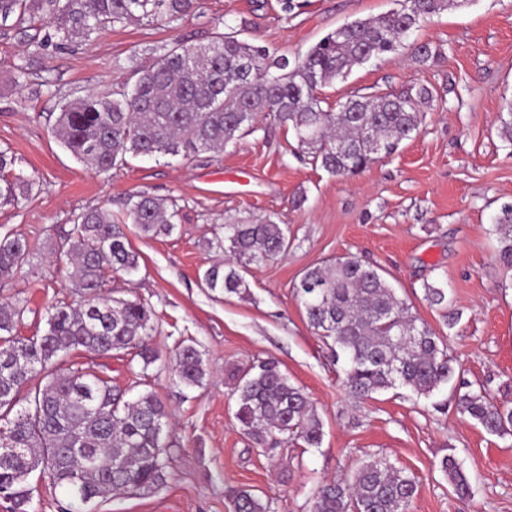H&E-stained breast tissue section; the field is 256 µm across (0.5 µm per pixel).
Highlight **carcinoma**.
Wrapping results in <instances>:
<instances>
[{"mask_svg":"<svg viewBox=\"0 0 512 512\" xmlns=\"http://www.w3.org/2000/svg\"><path fill=\"white\" fill-rule=\"evenodd\" d=\"M397 7L376 17L348 22L305 54L289 59L239 38L219 33L207 44L179 40L133 61L118 90L79 91L64 98L54 135L74 158L105 172L127 157L177 156L199 151L220 153L224 146L256 128L269 115L293 130L298 147L336 177L358 174L399 144L419 133L422 102L434 98L424 84L400 94L357 97L336 110L322 107L318 90L345 77L356 65L382 59L402 46L422 23L471 0H395ZM196 0H0V27H8L25 48L28 74L51 46L116 25H168L188 14ZM34 181L21 174L0 176V206L31 192ZM176 204L134 193L123 202L122 217L107 209L77 214L54 246L72 273L74 300H58L47 310L44 334L27 342L12 332L23 309L0 304V445L23 453L0 459V498L13 512H28L29 475L38 470L63 488L68 512H91L90 504L114 492L158 488L166 482V429L170 412L152 390L133 399L106 378L82 368L57 373L59 356L71 350L99 354L137 350L143 368L160 359L146 344L155 331V313L146 303L104 293L105 273L138 268L125 225L148 238L175 229ZM496 260L512 270V205L492 225ZM288 227L262 221L224 218V237L209 242L224 253L202 282L212 291L239 294L244 269L280 257L288 250ZM30 247L19 234L0 237V280L28 259ZM309 326L331 341L345 364V389L355 401L402 389L429 398L452 379L455 369L441 337L412 312L379 272L358 259L338 257L328 266L305 270L293 286ZM424 298L444 311L448 325L460 319L448 308L444 288L425 285ZM171 372L187 388H201L208 375L200 351L187 344L171 361ZM235 420L243 434L269 459L281 462L292 443L307 448L322 443L323 424L304 390L292 384L277 363L262 361L237 376ZM455 409L487 433L512 435V407L483 387L457 388ZM438 468L460 499L471 485L453 455ZM417 481L387 458L371 455L349 477L324 483L311 512H409ZM233 512H270L250 490L230 491Z\"/></svg>","mask_w":512,"mask_h":512,"instance_id":"cac0c4a2","label":"carcinoma"}]
</instances>
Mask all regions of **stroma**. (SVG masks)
<instances>
[{"mask_svg": "<svg viewBox=\"0 0 512 512\" xmlns=\"http://www.w3.org/2000/svg\"><path fill=\"white\" fill-rule=\"evenodd\" d=\"M295 2L286 14L278 0H199L172 27H109L90 41L48 51L18 91L10 76L25 62L23 48L12 32L0 31V153L14 173L34 181L29 195L0 208V235L20 234L31 246L27 263L0 281V303L24 309L13 334L21 340L43 334L51 303L68 297L71 269L50 244L76 214L119 210L136 192L175 201L172 234L144 238L128 227L139 267L112 275L106 286L154 309L151 343L162 358L194 344L209 376L204 387L188 389L161 361L146 367L128 351L64 359V366L97 372L131 392L155 391L172 412L165 485L105 498L97 512H233L228 492L240 487L268 502L271 512H309L322 483L349 476L375 453L416 478L409 512H512V436L488 434L452 407L437 412L434 402L451 397L449 384L432 401L391 391L352 401L342 364L310 328L292 290L304 270L339 256L382 269L445 340L462 378L512 405V273L495 262L489 235L502 207L512 204V144L499 121L512 99V0L448 9L423 23L398 55L354 67L322 88L332 108L354 95L396 94L419 82L434 92L422 107L420 134L348 178L329 175L298 150L292 132L270 122L220 154L137 158L106 173L75 160L52 132L60 97L119 88L145 48L177 39L205 44L234 28L250 43L292 58L341 25L394 6V0ZM420 43L439 47L441 57L419 64ZM237 214L277 216L290 229V244L278 259L251 266L246 292L227 295L204 288L201 279L217 259L209 240L223 235L226 216ZM427 283L447 289L461 314L455 326L425 301ZM268 358L304 389L323 423L320 447L291 446L279 465L234 418V373ZM448 454L470 482L468 502L457 499L436 467Z\"/></svg>", "mask_w": 512, "mask_h": 512, "instance_id": "35a3bbf8", "label": "stroma"}]
</instances>
